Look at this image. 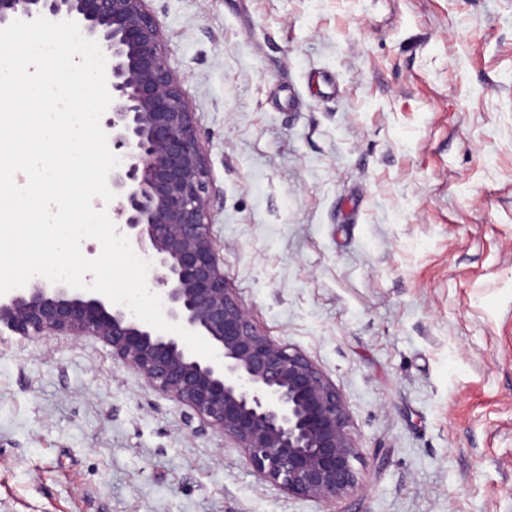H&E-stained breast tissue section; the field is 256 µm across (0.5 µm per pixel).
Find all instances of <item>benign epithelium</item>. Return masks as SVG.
<instances>
[{
	"mask_svg": "<svg viewBox=\"0 0 512 512\" xmlns=\"http://www.w3.org/2000/svg\"><path fill=\"white\" fill-rule=\"evenodd\" d=\"M40 16L75 21L109 58L101 127L120 158L108 178L116 233L152 262L147 283L166 318L201 335L220 363L99 293L42 277L0 296V326L23 337H95L149 388L232 439L260 478L322 503L355 494L356 447L336 385L260 332L224 280L194 112L147 0H0L1 27Z\"/></svg>",
	"mask_w": 512,
	"mask_h": 512,
	"instance_id": "obj_1",
	"label": "benign epithelium"
}]
</instances>
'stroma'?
<instances>
[{
  "label": "stroma",
  "instance_id": "35a3bbf8",
  "mask_svg": "<svg viewBox=\"0 0 512 512\" xmlns=\"http://www.w3.org/2000/svg\"><path fill=\"white\" fill-rule=\"evenodd\" d=\"M255 326L340 391L324 504L90 337L0 328V512H512V0H148Z\"/></svg>",
  "mask_w": 512,
  "mask_h": 512
}]
</instances>
